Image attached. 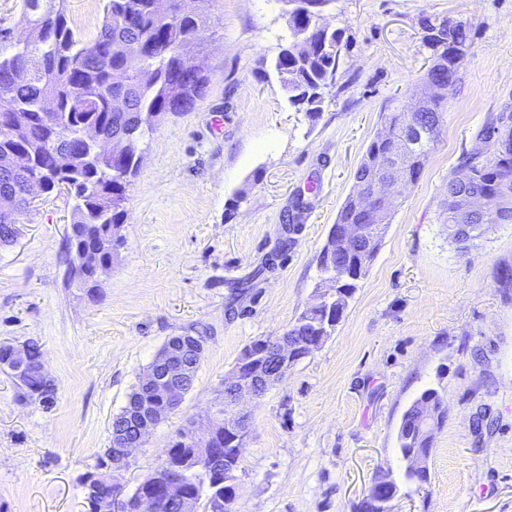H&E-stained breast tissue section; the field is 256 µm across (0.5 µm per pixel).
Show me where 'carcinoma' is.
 <instances>
[{
  "label": "carcinoma",
  "instance_id": "obj_1",
  "mask_svg": "<svg viewBox=\"0 0 512 512\" xmlns=\"http://www.w3.org/2000/svg\"><path fill=\"white\" fill-rule=\"evenodd\" d=\"M288 46L275 58L273 68L289 101L306 107L308 117L319 116L323 103L322 90L335 84L342 51L348 44L342 31L312 26V49L297 54L293 47L302 26L310 20L305 4L323 7L329 0H288ZM23 22L27 35L10 50L0 49V246L14 240L12 225L20 223L28 211V182L37 180L47 193L66 190L73 200L70 234L67 245L73 255L70 280L84 275L86 269L78 259L94 254L102 264L118 258L123 243L121 230L125 211L112 207V195L126 197L129 178L138 169L137 160L148 130L138 124V114L154 112L165 117L187 112L205 94L208 79L201 77L183 86V105L173 100L174 90L187 65L186 47H202L209 18L174 0V15L167 21L155 13L154 0H105L101 27L93 40L85 42L69 25L65 0H25ZM425 43L432 50V63L424 81L446 84L457 80L453 60L460 51L472 49L470 24L464 20H443L437 24L425 19ZM406 112L389 113L370 143L358 166L355 179L364 175L369 158L392 156L399 175L412 182L418 180L439 133L421 138L405 123ZM87 126L96 128L106 140L121 130L128 133L124 163L112 165V156L96 151L80 139ZM506 146V151L493 158L483 156L476 146L448 183L466 181L494 204L484 221L475 223V235L487 224L512 222V112H502L491 125L476 135L482 141L493 135ZM25 153L33 164L25 169L13 166V156ZM463 204L448 191L442 209V223L448 225L449 236L458 243L465 238L456 234L455 225L465 223ZM372 213L358 212L353 197L341 206L336 223L363 224L370 231L383 234L384 226L374 220L373 213L385 215L388 202L375 198ZM338 305L309 309L286 329L288 340L295 344L310 343L319 335L317 326L330 320L337 324ZM23 385L32 394L50 397L54 384L36 372L28 374ZM129 396L149 405H159L163 395L134 385ZM437 412L435 423L442 422L444 401L434 389L424 390L402 416L398 432L402 458L410 454L431 456L432 431L421 428L420 415L426 409ZM174 452L168 464H159L155 472L164 477L175 475L186 493L203 492L208 478V462L193 455L195 448H211L222 454L228 441L220 435L208 442L185 441L178 430L171 441ZM108 454H103L97 470L84 481H95L98 493L85 496L88 512H112V496L121 492L117 478H105ZM147 484L158 498L156 512H177L169 503L165 484L146 476Z\"/></svg>",
  "mask_w": 512,
  "mask_h": 512
}]
</instances>
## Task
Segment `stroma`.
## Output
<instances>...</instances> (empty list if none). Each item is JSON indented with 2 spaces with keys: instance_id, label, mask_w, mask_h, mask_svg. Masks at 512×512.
Wrapping results in <instances>:
<instances>
[{
  "instance_id": "35a3bbf8",
  "label": "stroma",
  "mask_w": 512,
  "mask_h": 512,
  "mask_svg": "<svg viewBox=\"0 0 512 512\" xmlns=\"http://www.w3.org/2000/svg\"><path fill=\"white\" fill-rule=\"evenodd\" d=\"M194 7L211 22L207 91L146 139L125 243L98 290L67 283L66 195L43 196L0 247V344L39 341L55 384L46 399L0 369V512H87L83 479L168 337L193 332L205 352L182 405L121 472L130 488L222 398L242 349L313 305L322 247L370 140L423 91L425 17L471 25L438 142L418 180L392 194L335 333L251 405L235 510L358 512L385 473L397 485L390 512H512V224L458 243L440 221L473 146L497 154L476 132L512 112V0H328L322 22L348 48L314 120L273 69L287 0ZM428 388L446 416L421 485L405 476L398 431Z\"/></svg>"
}]
</instances>
